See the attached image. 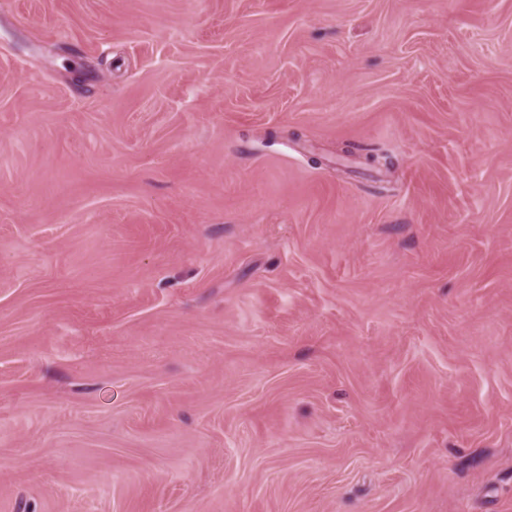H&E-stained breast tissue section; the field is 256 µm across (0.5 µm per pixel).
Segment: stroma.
<instances>
[{
  "instance_id": "35a3bbf8",
  "label": "stroma",
  "mask_w": 512,
  "mask_h": 512,
  "mask_svg": "<svg viewBox=\"0 0 512 512\" xmlns=\"http://www.w3.org/2000/svg\"><path fill=\"white\" fill-rule=\"evenodd\" d=\"M0 512H512V0H0Z\"/></svg>"
}]
</instances>
